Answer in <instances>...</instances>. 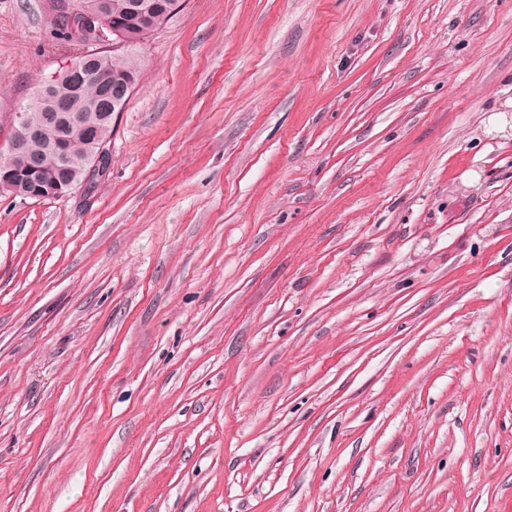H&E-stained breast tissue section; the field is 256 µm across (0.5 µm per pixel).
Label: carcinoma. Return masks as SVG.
<instances>
[{"label": "carcinoma", "instance_id": "carcinoma-1", "mask_svg": "<svg viewBox=\"0 0 512 512\" xmlns=\"http://www.w3.org/2000/svg\"><path fill=\"white\" fill-rule=\"evenodd\" d=\"M153 0H140V6L151 14L152 26L144 29L137 15L129 12L130 0H112V19L126 23V47L107 57L98 58L89 53L83 70L72 75L59 70L38 88L32 102L26 107L38 135L28 137L24 148L13 156L16 165H24L36 158L48 160L49 149L63 142L62 169L72 178L84 180L90 161L91 138L112 139V120H106L105 90L109 85L137 83L141 64L133 50L152 32L162 28L170 19L163 12H152ZM57 39L85 45L83 38L73 33L66 22H53Z\"/></svg>", "mask_w": 512, "mask_h": 512}]
</instances>
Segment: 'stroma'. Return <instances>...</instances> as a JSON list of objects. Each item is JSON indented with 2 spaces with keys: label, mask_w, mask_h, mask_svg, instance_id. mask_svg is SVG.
<instances>
[{
  "label": "stroma",
  "mask_w": 512,
  "mask_h": 512,
  "mask_svg": "<svg viewBox=\"0 0 512 512\" xmlns=\"http://www.w3.org/2000/svg\"><path fill=\"white\" fill-rule=\"evenodd\" d=\"M79 52L0 0V149ZM138 53L105 176L0 194V512H512V0Z\"/></svg>",
  "instance_id": "stroma-1"
}]
</instances>
